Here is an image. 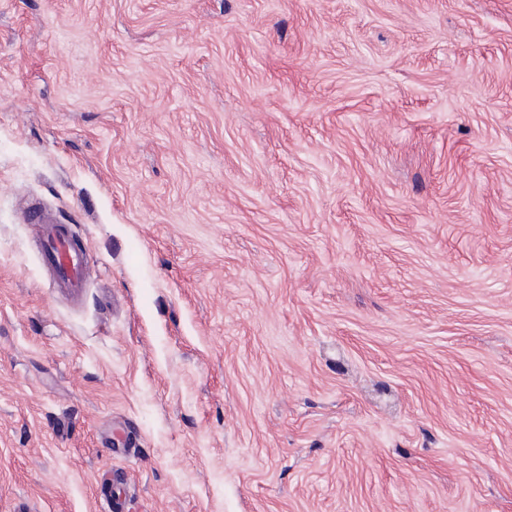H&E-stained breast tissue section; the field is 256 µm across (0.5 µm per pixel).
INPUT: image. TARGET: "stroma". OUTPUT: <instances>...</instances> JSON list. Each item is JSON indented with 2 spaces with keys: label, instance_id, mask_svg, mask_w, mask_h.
I'll use <instances>...</instances> for the list:
<instances>
[{
  "label": "stroma",
  "instance_id": "1",
  "mask_svg": "<svg viewBox=\"0 0 512 512\" xmlns=\"http://www.w3.org/2000/svg\"><path fill=\"white\" fill-rule=\"evenodd\" d=\"M0 512H512V0H0ZM21 216V221L36 231L43 262L51 270L52 288L79 298L95 271L87 247L68 224L58 223L41 205L25 203Z\"/></svg>",
  "mask_w": 512,
  "mask_h": 512
}]
</instances>
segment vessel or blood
<instances>
[{
    "instance_id": "1",
    "label": "vessel or blood",
    "mask_w": 512,
    "mask_h": 512,
    "mask_svg": "<svg viewBox=\"0 0 512 512\" xmlns=\"http://www.w3.org/2000/svg\"><path fill=\"white\" fill-rule=\"evenodd\" d=\"M21 216L23 223L36 231L43 262L51 270L52 287L71 297H80L95 271L87 247L71 227L58 223L50 211L41 205L24 204Z\"/></svg>"
}]
</instances>
